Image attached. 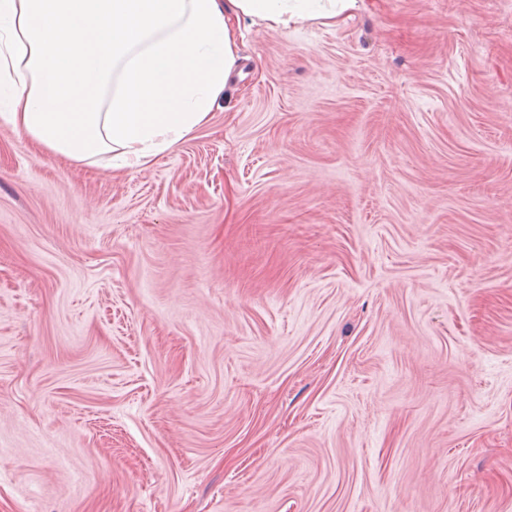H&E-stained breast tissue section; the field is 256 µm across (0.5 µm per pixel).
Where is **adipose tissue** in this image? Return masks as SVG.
Segmentation results:
<instances>
[{"instance_id":"obj_1","label":"adipose tissue","mask_w":512,"mask_h":512,"mask_svg":"<svg viewBox=\"0 0 512 512\" xmlns=\"http://www.w3.org/2000/svg\"><path fill=\"white\" fill-rule=\"evenodd\" d=\"M364 0H0V121L141 169L206 124L242 27L338 23Z\"/></svg>"}]
</instances>
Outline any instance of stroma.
<instances>
[{
	"instance_id": "stroma-1",
	"label": "stroma",
	"mask_w": 512,
	"mask_h": 512,
	"mask_svg": "<svg viewBox=\"0 0 512 512\" xmlns=\"http://www.w3.org/2000/svg\"><path fill=\"white\" fill-rule=\"evenodd\" d=\"M240 56L139 170L0 122V512H512V0Z\"/></svg>"
}]
</instances>
